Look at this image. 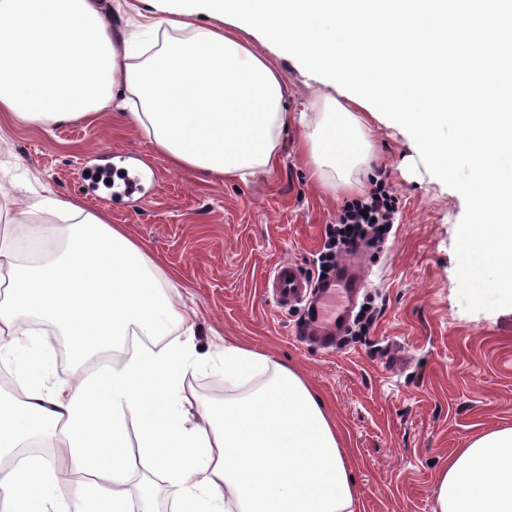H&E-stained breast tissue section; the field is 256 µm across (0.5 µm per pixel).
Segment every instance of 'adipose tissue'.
Wrapping results in <instances>:
<instances>
[{
  "label": "adipose tissue",
  "instance_id": "1",
  "mask_svg": "<svg viewBox=\"0 0 512 512\" xmlns=\"http://www.w3.org/2000/svg\"><path fill=\"white\" fill-rule=\"evenodd\" d=\"M108 0H0V112L57 125L109 109L133 121L177 170L202 181L245 179L279 163L288 129L276 53L253 50L237 26L156 11L138 41L117 37ZM302 142L313 177L340 181L369 165L371 112L344 95L314 104ZM68 223L23 237L0 232V362L28 370L21 403L0 402V450L50 436L72 468L110 467L103 448L138 431L143 455L179 489L173 512H358L352 459L336 419L307 381L251 348L229 344L225 373H269L265 386L182 419L185 375L202 364L174 275L122 224L59 199ZM52 323L77 350L177 325L184 339L139 350L111 375L55 386L53 356L27 319ZM36 484L38 512H126L123 492ZM436 512H512V427L457 449L436 480Z\"/></svg>",
  "mask_w": 512,
  "mask_h": 512
}]
</instances>
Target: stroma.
Wrapping results in <instances>:
<instances>
[{
	"label": "stroma",
	"mask_w": 512,
	"mask_h": 512,
	"mask_svg": "<svg viewBox=\"0 0 512 512\" xmlns=\"http://www.w3.org/2000/svg\"><path fill=\"white\" fill-rule=\"evenodd\" d=\"M301 130L280 139L281 161L247 181L204 183L172 168L136 126L114 113L45 129L0 119V207L13 230L63 224L40 207L44 194L79 200L111 223L127 225L167 270L197 314L200 354L243 344L303 373L335 415L351 451L359 512H435L436 476L474 437L512 427V307L471 312L459 298L457 225L463 197L431 175L396 128L371 134L374 170L384 172L401 205L379 258H363L365 293L381 313L369 336L334 350L308 346L299 309L276 306L264 288L280 261L311 271L326 225L362 186L335 189L309 176ZM133 153L146 172L144 193L117 200L100 187L87 195L83 169L96 150ZM265 378L227 381L210 364L184 380L188 396L220 403ZM128 434L123 490L138 501L143 480L158 492L154 512L178 495L166 474L136 459Z\"/></svg>",
	"instance_id": "stroma-1"
}]
</instances>
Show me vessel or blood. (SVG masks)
I'll list each match as a JSON object with an SVG mask.
<instances>
[{
    "mask_svg": "<svg viewBox=\"0 0 512 512\" xmlns=\"http://www.w3.org/2000/svg\"><path fill=\"white\" fill-rule=\"evenodd\" d=\"M363 278L358 260L349 255L341 261L337 276L319 288H312L299 265L291 261L275 266L267 285L278 305L305 302L301 332L306 341L326 349L343 336Z\"/></svg>",
    "mask_w": 512,
    "mask_h": 512,
    "instance_id": "1",
    "label": "vessel or blood"
}]
</instances>
